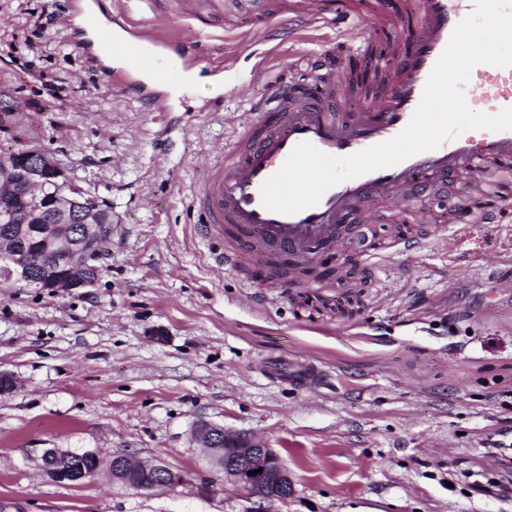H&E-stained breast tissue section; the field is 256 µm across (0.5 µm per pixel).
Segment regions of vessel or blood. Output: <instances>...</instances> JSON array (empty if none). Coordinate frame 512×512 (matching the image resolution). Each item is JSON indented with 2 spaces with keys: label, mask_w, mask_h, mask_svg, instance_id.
I'll return each instance as SVG.
<instances>
[{
  "label": "vessel or blood",
  "mask_w": 512,
  "mask_h": 512,
  "mask_svg": "<svg viewBox=\"0 0 512 512\" xmlns=\"http://www.w3.org/2000/svg\"><path fill=\"white\" fill-rule=\"evenodd\" d=\"M185 16L223 24L234 31L242 13H229L223 0H176ZM84 26L96 36L97 52L120 56L125 66L120 75L138 96H148L142 73L160 81L182 84L190 62L195 61L192 37L156 41L142 36L115 40L120 20L105 7V0L77 4ZM473 10V0H423L419 23L409 24L400 38L388 43L395 60L385 87L377 89L370 109L339 112L324 98L321 88L276 86L271 99L252 104L255 120L245 125L233 143L221 149L199 184L194 206L200 236L228 237L227 247L215 252L216 269L236 268L240 252L251 254L255 265L284 261L292 275H299L320 247L346 255L350 247L367 252L366 236L349 238L339 231L361 206L381 194H390L397 213L414 208L431 183H454L468 178L476 167L512 163V130L470 129L446 140L438 148L328 189L320 201L294 214L266 209L261 201L263 182L278 172L294 147L303 141L335 156H346L385 142L411 120L426 81L447 46L455 26ZM250 36L262 43L275 41L282 19L306 24L335 20L328 0H261L254 14ZM464 95L470 108L494 115L512 108V67L481 63L473 67ZM512 208L511 198L487 206L461 203L448 211L452 224H496L502 211Z\"/></svg>",
  "instance_id": "obj_1"
}]
</instances>
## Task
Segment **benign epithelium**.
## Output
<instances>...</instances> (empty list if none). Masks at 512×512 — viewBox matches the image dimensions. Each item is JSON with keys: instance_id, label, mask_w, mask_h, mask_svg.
Masks as SVG:
<instances>
[{"instance_id": "7a95c632", "label": "benign epithelium", "mask_w": 512, "mask_h": 512, "mask_svg": "<svg viewBox=\"0 0 512 512\" xmlns=\"http://www.w3.org/2000/svg\"><path fill=\"white\" fill-rule=\"evenodd\" d=\"M15 199L21 207L0 211L5 223L0 232V285L13 288L34 278L50 295L92 287L90 272L112 238V208L88 195L66 177L58 159L36 147L0 156V200ZM191 440L204 449L224 483L248 496L251 512H265V504L293 494L292 474L275 449L207 421L192 428ZM71 454L67 448H43L39 468L52 480L73 485L102 473L114 484L139 491L174 490L185 482L182 472L164 461L143 463L125 453L104 458L95 449L82 453L92 461L89 470L52 466V460Z\"/></svg>"}]
</instances>
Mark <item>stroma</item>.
Listing matches in <instances>:
<instances>
[{
  "instance_id": "obj_1",
  "label": "stroma",
  "mask_w": 512,
  "mask_h": 512,
  "mask_svg": "<svg viewBox=\"0 0 512 512\" xmlns=\"http://www.w3.org/2000/svg\"><path fill=\"white\" fill-rule=\"evenodd\" d=\"M72 0H0V155L35 146L112 207L98 282L73 294L0 289V512H250L202 459L190 432L223 425L275 448L294 493L266 512H512V213L500 224H445L449 205L491 190L490 172L432 189L417 218L370 202L388 261L373 269L323 256L299 282L270 287L248 255L212 268L218 240L195 233L190 197L225 111L265 98L278 80L340 97L352 56L336 38L382 44L364 13L309 26L279 57L241 31L180 15L171 0H112L136 28L198 33L212 48L195 84L163 87L161 112L132 100L112 65L84 50L79 18L49 35L42 10ZM167 130L170 145L156 137ZM446 234L447 247L407 257L402 237ZM308 364L323 385L281 379ZM40 448L161 459L185 483L132 491L98 477L44 476ZM500 482L501 491L478 493Z\"/></svg>"
}]
</instances>
